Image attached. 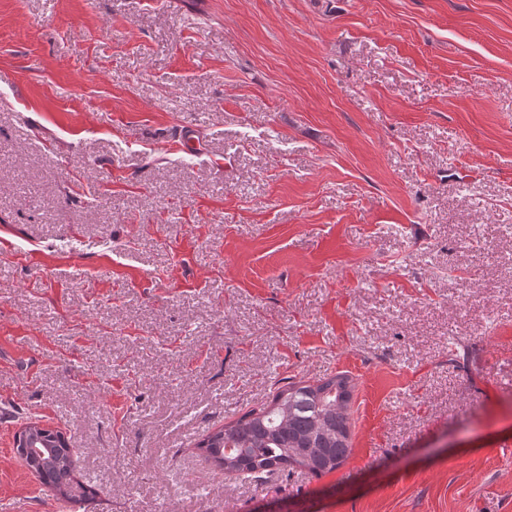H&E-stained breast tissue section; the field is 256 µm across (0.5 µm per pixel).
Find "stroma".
Wrapping results in <instances>:
<instances>
[{
    "label": "stroma",
    "instance_id": "obj_1",
    "mask_svg": "<svg viewBox=\"0 0 512 512\" xmlns=\"http://www.w3.org/2000/svg\"><path fill=\"white\" fill-rule=\"evenodd\" d=\"M509 224L512 0H0V512H512ZM336 372V471L200 456ZM55 442L53 447L39 448L34 454L20 456L28 469L56 496L75 504L90 501L93 498L91 490L73 476V448L63 440Z\"/></svg>",
    "mask_w": 512,
    "mask_h": 512
}]
</instances>
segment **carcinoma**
<instances>
[{
    "mask_svg": "<svg viewBox=\"0 0 512 512\" xmlns=\"http://www.w3.org/2000/svg\"><path fill=\"white\" fill-rule=\"evenodd\" d=\"M356 389L344 372L316 380H289L272 398L199 442L206 460L226 474L259 484L273 473L296 469L322 476L340 468L351 453V405ZM56 445L23 456L28 469L61 499L84 504L93 493L73 476L74 458L61 431L44 426Z\"/></svg>",
    "mask_w": 512,
    "mask_h": 512,
    "instance_id": "carcinoma-1",
    "label": "carcinoma"
}]
</instances>
